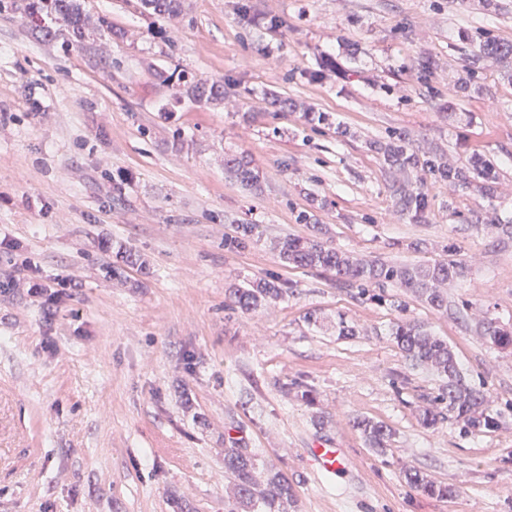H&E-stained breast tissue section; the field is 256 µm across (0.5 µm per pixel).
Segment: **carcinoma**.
<instances>
[{
	"label": "carcinoma",
	"mask_w": 512,
	"mask_h": 512,
	"mask_svg": "<svg viewBox=\"0 0 512 512\" xmlns=\"http://www.w3.org/2000/svg\"><path fill=\"white\" fill-rule=\"evenodd\" d=\"M22 10L37 19L51 17L66 23V29L57 30L48 25H36V33L47 40L64 36L68 41L82 42L85 31L81 25V0H0V12ZM187 92L196 100L208 101L224 97V85L198 80L190 85ZM384 153L387 160L401 169L412 163L414 157L407 154V140L399 136L386 144ZM428 171L436 178L470 183V177L482 179V190L490 192L495 179L492 166L481 159L473 162V174L453 169L448 165L430 159L426 162ZM237 178L246 186L257 182V174L244 159L233 163ZM404 209L419 217L426 208L425 195L417 192L403 197ZM284 262L335 273L336 280L361 286L379 288L391 284L404 288L428 305L438 310H448V299L441 287L464 276L465 267L456 260H443L434 264H390L379 259H352L345 253L322 243L301 238H289L282 246ZM283 289L270 281H255L247 288L233 292L234 304L243 311L257 309L268 299L281 296ZM480 333L491 348L512 347V332L506 331L492 321L482 324ZM391 336L398 348L415 367H431L440 376L444 385L441 392L432 399V408L422 416V424L428 428L454 417L463 421L464 431L490 429L498 426L492 416L487 395L471 387L462 376L456 357L448 343L433 336L422 325L399 322L391 330ZM354 427L361 431L370 447L383 449L391 438V432L381 422L356 419ZM224 470L231 475L234 484L235 502L229 512H288V501L292 498V487L283 473L269 472L266 479H256L257 458L247 448L224 449ZM406 481L424 494L437 498H450L456 489L449 485L437 484L419 470L405 473Z\"/></svg>",
	"instance_id": "1"
}]
</instances>
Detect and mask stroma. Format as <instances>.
<instances>
[{
  "mask_svg": "<svg viewBox=\"0 0 512 512\" xmlns=\"http://www.w3.org/2000/svg\"><path fill=\"white\" fill-rule=\"evenodd\" d=\"M82 20L79 47L0 14V512H225L235 443L287 476L288 512H512V349L477 332L512 327V0H82ZM399 134L404 170L382 152ZM431 155L486 160L491 192L435 179ZM241 156L256 186L228 170ZM288 237L465 274L445 313L375 300L285 264ZM259 279L282 298L240 310L231 290ZM403 320L447 341L498 428L421 424L441 381L392 341ZM314 448L344 469L318 476ZM480 333L490 348L505 349L512 347V332L500 328L492 321L483 323ZM354 427L361 431L371 448L382 450L387 447V443L391 438L390 430L381 422H374L366 418H357L354 421ZM406 481L424 494L437 498H451L456 494L453 486L437 484L431 481L419 470H409L405 473Z\"/></svg>",
  "mask_w": 512,
  "mask_h": 512,
  "instance_id": "1",
  "label": "stroma"
}]
</instances>
